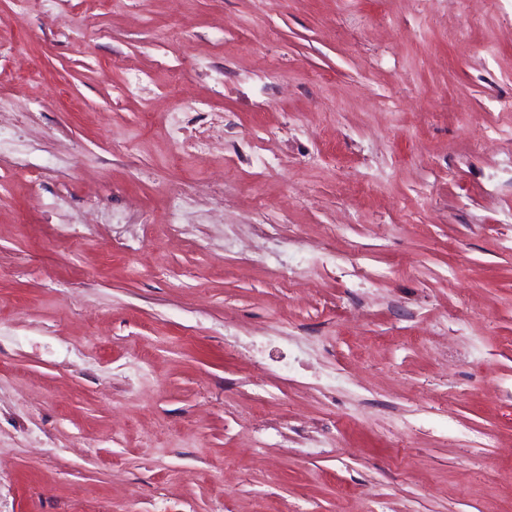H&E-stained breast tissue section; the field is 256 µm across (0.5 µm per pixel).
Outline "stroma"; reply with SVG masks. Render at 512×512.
I'll return each mask as SVG.
<instances>
[{
  "label": "stroma",
  "mask_w": 512,
  "mask_h": 512,
  "mask_svg": "<svg viewBox=\"0 0 512 512\" xmlns=\"http://www.w3.org/2000/svg\"><path fill=\"white\" fill-rule=\"evenodd\" d=\"M512 0H0V512H512Z\"/></svg>",
  "instance_id": "obj_1"
}]
</instances>
